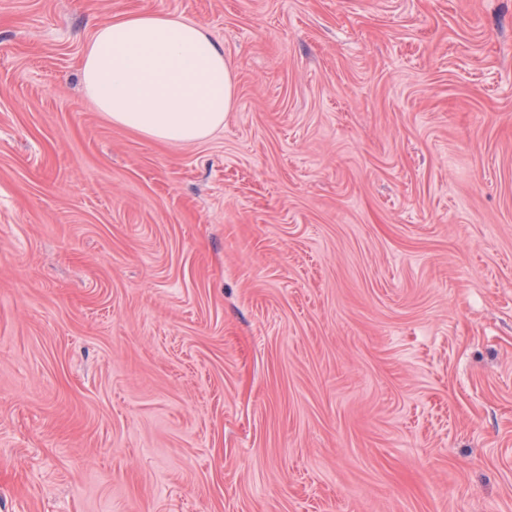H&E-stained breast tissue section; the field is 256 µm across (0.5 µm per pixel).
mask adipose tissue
Masks as SVG:
<instances>
[{"label": "adipose tissue", "instance_id": "adipose-tissue-1", "mask_svg": "<svg viewBox=\"0 0 512 512\" xmlns=\"http://www.w3.org/2000/svg\"><path fill=\"white\" fill-rule=\"evenodd\" d=\"M80 70L100 112L152 140H204L223 127L234 103L223 46L203 25L171 14L142 11L98 23Z\"/></svg>", "mask_w": 512, "mask_h": 512}]
</instances>
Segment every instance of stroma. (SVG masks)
Listing matches in <instances>:
<instances>
[{"instance_id":"stroma-1","label":"stroma","mask_w":512,"mask_h":512,"mask_svg":"<svg viewBox=\"0 0 512 512\" xmlns=\"http://www.w3.org/2000/svg\"><path fill=\"white\" fill-rule=\"evenodd\" d=\"M143 10L204 141L84 91ZM0 512H512V0H0ZM80 70L99 112L152 140H204L224 127L234 103L224 47L203 25L171 14L142 11L98 23Z\"/></svg>"}]
</instances>
